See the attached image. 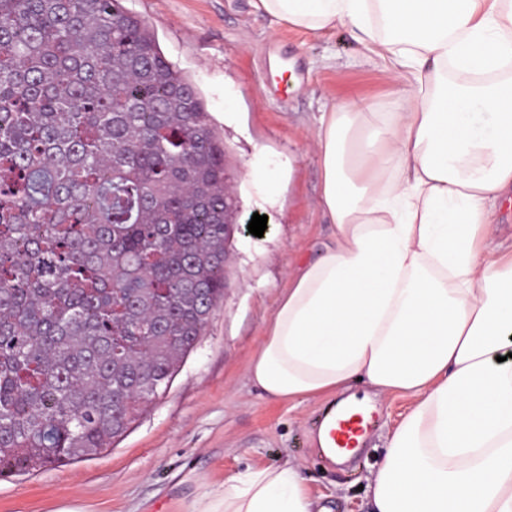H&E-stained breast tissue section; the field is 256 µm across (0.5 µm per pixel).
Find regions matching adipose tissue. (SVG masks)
Returning a JSON list of instances; mask_svg holds the SVG:
<instances>
[{
    "label": "adipose tissue",
    "instance_id": "obj_1",
    "mask_svg": "<svg viewBox=\"0 0 512 512\" xmlns=\"http://www.w3.org/2000/svg\"><path fill=\"white\" fill-rule=\"evenodd\" d=\"M341 27L397 91L325 105L316 137L330 247L296 267L248 380L273 399L399 394L367 512H512V0H256ZM363 383L371 398L348 391ZM190 512H329L297 465L228 476Z\"/></svg>",
    "mask_w": 512,
    "mask_h": 512
}]
</instances>
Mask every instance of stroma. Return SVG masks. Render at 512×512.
Instances as JSON below:
<instances>
[{
	"instance_id": "obj_1",
	"label": "stroma",
	"mask_w": 512,
	"mask_h": 512,
	"mask_svg": "<svg viewBox=\"0 0 512 512\" xmlns=\"http://www.w3.org/2000/svg\"><path fill=\"white\" fill-rule=\"evenodd\" d=\"M196 89L227 165L242 219L267 216L263 236L235 233L227 287L167 391L101 456L0 477V512H189L203 492L250 466L294 461L330 512H362L363 486L386 435L409 409L390 397L349 466L317 443L329 399L269 398L244 377L295 263L323 251L333 226L316 206L314 147L326 102L383 101L396 90L343 28L314 36L258 12L254 0H122ZM278 174L267 195L250 175Z\"/></svg>"
}]
</instances>
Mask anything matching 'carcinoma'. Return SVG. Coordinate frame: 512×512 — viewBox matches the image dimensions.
Wrapping results in <instances>:
<instances>
[{
    "label": "carcinoma",
    "instance_id": "carcinoma-1",
    "mask_svg": "<svg viewBox=\"0 0 512 512\" xmlns=\"http://www.w3.org/2000/svg\"><path fill=\"white\" fill-rule=\"evenodd\" d=\"M224 145L121 0H0V475L88 460L224 295Z\"/></svg>",
    "mask_w": 512,
    "mask_h": 512
}]
</instances>
